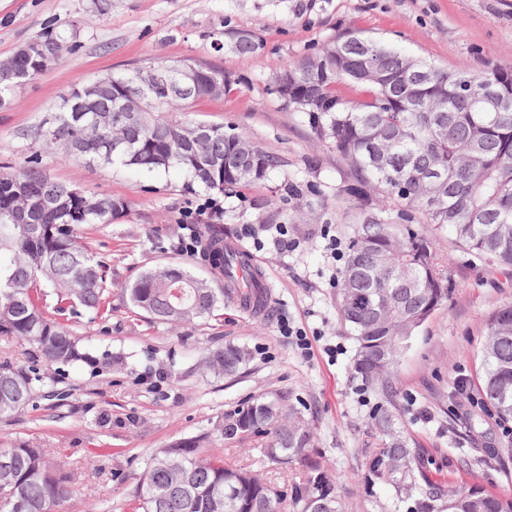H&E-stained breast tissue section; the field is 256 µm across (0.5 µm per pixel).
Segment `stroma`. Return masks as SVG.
Masks as SVG:
<instances>
[{
  "instance_id": "35a3bbf8",
  "label": "stroma",
  "mask_w": 512,
  "mask_h": 512,
  "mask_svg": "<svg viewBox=\"0 0 512 512\" xmlns=\"http://www.w3.org/2000/svg\"><path fill=\"white\" fill-rule=\"evenodd\" d=\"M91 0H0V59L45 27L73 38L75 52L7 93L0 106V163L18 165L31 153L25 130L48 121L63 93L106 74H123L160 60L193 59L223 69L233 89L196 104L189 117L232 125L279 157L252 198L220 196L224 238L252 253L272 283L268 308L250 313L228 300L216 316L177 328L133 313L120 288L142 272L168 264L196 269L180 249V219L207 198L182 192L175 175H145L79 160L44 163L57 179L95 194L126 197L130 209L109 224L88 227L94 253L112 271V317L72 330L93 357L55 375L46 389L65 392L56 418L41 410L0 418V445L27 442L48 449L75 480L63 512H129V499L156 449L213 430L226 412L250 397L284 392L314 428V446L350 496L352 512H408L388 484L370 483L381 438L369 428L381 399L352 377L354 343L339 322L333 261L323 227L344 237L360 220L347 199L349 163L321 143L301 113L271 90L276 69L314 53L320 43L348 32L404 49L436 66L475 70L512 65V0H111L101 17ZM227 29L254 32L258 55L215 51ZM300 187L288 195L286 181ZM272 201L297 247L256 249L244 225L265 223L253 197ZM438 252L451 261L456 281L447 303L410 340L398 365L395 403L399 427L423 463L419 484L475 482L512 495V434L481 402L480 350L491 310L512 302V269L474 258L449 229ZM314 337L303 357L281 321ZM234 342L251 359L224 378L203 370L207 349Z\"/></svg>"
}]
</instances>
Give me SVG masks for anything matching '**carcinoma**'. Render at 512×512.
I'll return each instance as SVG.
<instances>
[{
  "label": "carcinoma",
  "mask_w": 512,
  "mask_h": 512,
  "mask_svg": "<svg viewBox=\"0 0 512 512\" xmlns=\"http://www.w3.org/2000/svg\"><path fill=\"white\" fill-rule=\"evenodd\" d=\"M241 56L258 54V40L235 29L223 36ZM47 49L74 44L54 30L36 37ZM376 51L369 61L363 43ZM22 76L0 68L3 93L41 73L37 59L20 61ZM512 66L448 71L357 33L323 42L312 55L273 73L274 91L303 112L318 139L347 159L355 179L347 194L361 203L364 217L350 225L346 264L337 289L341 324L355 342V377L376 390L385 404L371 426L385 439L373 459L371 476L400 494L417 487L419 449L397 430L392 409L396 368L417 322L448 302L452 279L448 262L435 248V231L449 226L455 241L475 258L512 268ZM108 91L98 111L79 117L71 104L83 91L63 94L55 122L24 136L55 159H80L90 167H125L151 174L178 170L182 191L234 193L258 187L278 168L277 156L231 126L209 123L206 141L194 145L198 122L193 106L232 89L214 92L201 80L187 97L160 98L136 122H117L119 100L139 87L136 72L101 77ZM482 80L507 97L497 108L478 102L467 83ZM358 88L345 100L338 86ZM125 140L112 152V140ZM76 143L83 145L73 150ZM31 208L30 223L17 224L11 208L18 192ZM123 198L88 194L54 180L41 153L19 168L0 172V336L29 346L33 361L0 357V417L28 409L49 371L88 360L69 321L80 314L90 322L112 317L108 265L85 241L84 228L110 224L123 215ZM196 275L179 265L143 272L121 289L122 298L151 319L171 326L209 318L224 300L259 306L266 296L259 282L242 292L216 288L230 283L240 254L224 248V229L212 224L200 233ZM52 297V312L45 310ZM250 360L244 346L227 342L203 357L210 370L233 376ZM483 399L503 429L512 423V304L493 309L481 350ZM286 396L262 394L224 414L215 430L231 444L261 436L260 453L286 471L297 464L301 478L291 494L271 485L248 466L231 465L224 449L203 448L202 436L176 441L150 458L132 491L131 512H348L336 477L313 448V431L298 412L285 410ZM71 494L70 477L49 453L25 442L0 447V512H58ZM412 512H512V495L490 494L476 484L431 486L413 500Z\"/></svg>",
  "instance_id": "cac0c4a2"
}]
</instances>
